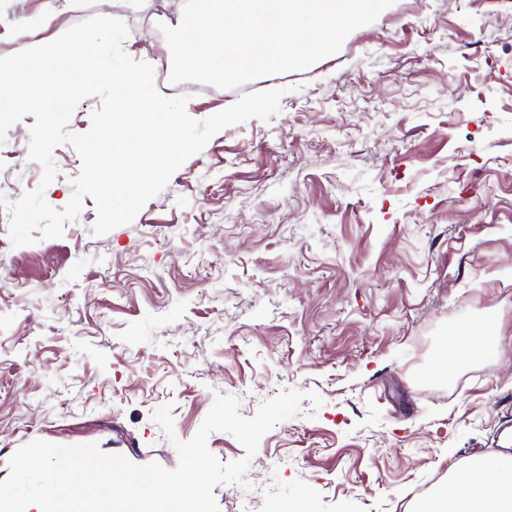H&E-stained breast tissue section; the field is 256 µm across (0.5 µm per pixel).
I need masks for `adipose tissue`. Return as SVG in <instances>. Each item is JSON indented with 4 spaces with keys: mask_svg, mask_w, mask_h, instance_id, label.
Masks as SVG:
<instances>
[{
    "mask_svg": "<svg viewBox=\"0 0 512 512\" xmlns=\"http://www.w3.org/2000/svg\"><path fill=\"white\" fill-rule=\"evenodd\" d=\"M500 343L499 327L476 331L458 324L446 336L445 354L433 374L444 379L459 363L497 355ZM415 512H512V455L473 456L465 472L420 500Z\"/></svg>",
    "mask_w": 512,
    "mask_h": 512,
    "instance_id": "obj_1",
    "label": "adipose tissue"
}]
</instances>
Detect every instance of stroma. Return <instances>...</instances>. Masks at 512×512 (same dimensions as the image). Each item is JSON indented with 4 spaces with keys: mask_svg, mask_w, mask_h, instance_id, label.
I'll list each match as a JSON object with an SVG mask.
<instances>
[{
    "mask_svg": "<svg viewBox=\"0 0 512 512\" xmlns=\"http://www.w3.org/2000/svg\"><path fill=\"white\" fill-rule=\"evenodd\" d=\"M183 7L0 0V57L99 14L151 63ZM49 11L45 36L23 32ZM271 90L277 114L217 133L131 224L93 234L87 196L62 237L16 247L0 208V481L35 440L172 469L216 394L250 417L286 389L299 415L214 488L219 512H411L490 452L512 419V0H394L338 54L189 105L202 120ZM34 122L5 133L2 194L40 183ZM53 160L60 210L82 160ZM464 321L500 325L498 357L432 378Z\"/></svg>",
    "mask_w": 512,
    "mask_h": 512,
    "instance_id": "35a3bbf8",
    "label": "stroma"
}]
</instances>
